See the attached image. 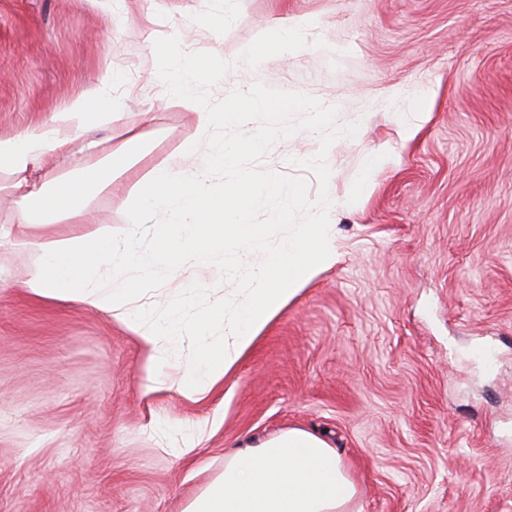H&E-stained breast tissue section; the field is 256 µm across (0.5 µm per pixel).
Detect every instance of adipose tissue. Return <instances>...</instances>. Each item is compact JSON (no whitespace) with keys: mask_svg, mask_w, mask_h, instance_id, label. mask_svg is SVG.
Here are the masks:
<instances>
[{"mask_svg":"<svg viewBox=\"0 0 512 512\" xmlns=\"http://www.w3.org/2000/svg\"><path fill=\"white\" fill-rule=\"evenodd\" d=\"M170 97L196 113V137L159 162H150L151 147L130 126L117 148V160L90 164L78 179L56 178L47 190L31 183L33 171L68 152L75 139L95 150L97 130L121 121L114 105L92 110L79 98L17 136L0 138V172L11 178L15 223L31 224L39 218L46 224H67L80 217L89 191H107L118 174L142 170L128 208L136 215H162L149 249H134L108 227L47 241L17 238V252L41 255L38 264L26 268L20 285L34 297L73 300L108 313L134 331L154 368L165 362L180 336L201 335L195 365L175 381L178 391L190 396L223 381L303 287L335 264L338 251L330 208L314 204L310 223L294 225L287 240L263 262H251L244 253L225 262V238L248 243L262 234L247 221L256 196L278 197L284 212L301 206L302 197L297 189H283L274 176L257 183L245 175L231 189L210 181L212 165L245 151H260L265 137L216 142L213 153L202 156L198 139L213 140L227 115L209 111L185 81L173 84ZM104 264L111 266L112 277L103 284L98 273ZM133 267L162 270L183 285L221 273L246 277L253 286L229 318L218 307L194 315L173 307L158 316L129 277ZM217 322L223 325L222 334L209 335ZM356 497L355 484L336 450L317 433L292 428L260 445L225 454L223 471L211 477L181 512H355Z\"/></svg>","mask_w":512,"mask_h":512,"instance_id":"ef3b65f1","label":"adipose tissue"}]
</instances>
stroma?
Masks as SVG:
<instances>
[{"label":"stroma","instance_id":"stroma-1","mask_svg":"<svg viewBox=\"0 0 512 512\" xmlns=\"http://www.w3.org/2000/svg\"><path fill=\"white\" fill-rule=\"evenodd\" d=\"M323 30L273 53L280 16ZM221 28V47L211 40ZM217 54L194 79L215 112L243 85L269 104L225 141L267 134L261 152L214 165L234 185L277 174L334 211L339 261L261 333L222 388L193 401L146 392L134 333L106 312L37 298L17 283L40 255L0 246V512H180L231 450L291 428L323 435L349 463L357 512H512V0H0V138L106 98L163 159L197 117L168 98L160 35ZM110 83H103L104 73ZM335 124L366 120L360 137ZM425 108L404 139L400 116ZM149 122H141V113ZM322 150L317 166L302 154ZM394 163L372 167L379 152ZM138 180L116 178L85 208L124 229ZM263 260L288 227L253 201ZM160 309L231 306L249 281L170 285L133 268Z\"/></svg>","mask_w":512,"mask_h":512}]
</instances>
